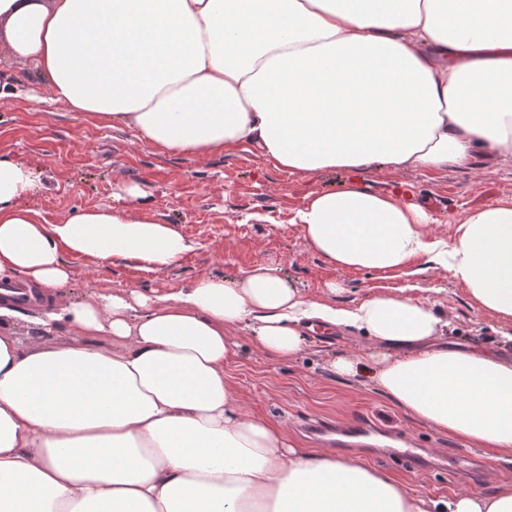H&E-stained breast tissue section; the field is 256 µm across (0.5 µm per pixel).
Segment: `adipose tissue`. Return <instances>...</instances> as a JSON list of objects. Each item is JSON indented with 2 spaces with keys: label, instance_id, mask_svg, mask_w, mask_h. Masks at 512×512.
I'll use <instances>...</instances> for the list:
<instances>
[{
  "label": "adipose tissue",
  "instance_id": "adipose-tissue-1",
  "mask_svg": "<svg viewBox=\"0 0 512 512\" xmlns=\"http://www.w3.org/2000/svg\"><path fill=\"white\" fill-rule=\"evenodd\" d=\"M0 44L35 61L53 100L173 154L245 145L304 173L512 156V0H0ZM38 189L0 156V279L52 295L73 277L65 255L155 272L192 248L134 202L46 223L27 203ZM428 221L354 186L296 216L338 268L430 256L512 343V201L466 213L451 243ZM14 314L0 307V512H512V485L433 498L358 459L297 451L224 375L232 331L283 360L314 325L354 326L377 348L335 359L337 373L512 453V356L441 346L421 299L379 292L338 309L256 266L166 295L92 294L68 304L71 335L51 346L21 347Z\"/></svg>",
  "mask_w": 512,
  "mask_h": 512
}]
</instances>
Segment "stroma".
<instances>
[{
    "instance_id": "35a3bbf8",
    "label": "stroma",
    "mask_w": 512,
    "mask_h": 512,
    "mask_svg": "<svg viewBox=\"0 0 512 512\" xmlns=\"http://www.w3.org/2000/svg\"><path fill=\"white\" fill-rule=\"evenodd\" d=\"M3 86L9 93L0 97V155L35 172L41 189L33 204L47 222L92 206L124 207L127 190L134 187L140 192L142 214L177 225L193 244L179 266L155 273L126 261L68 257L74 278L64 290L65 301L97 291L161 295L202 275L232 278L263 265L300 288L305 298L344 308L386 289H403L447 321L441 344H503L498 320L473 304L448 269L423 255L397 272L337 268L309 248L295 217L313 194L353 185L375 194L399 193L404 201L421 204L430 217L426 233L450 241L469 210L512 200L511 158L490 165L478 157L470 167L441 170L374 167L291 174L246 146L206 157L164 152L138 140L130 129L102 125L45 98L33 63L0 54ZM332 283L337 286L333 293L328 290ZM232 340L237 355L225 373L246 410L280 423L297 450L314 448L299 436L301 423L363 415L410 437L429 453L463 450L485 472L483 480L471 483L457 480L448 469L412 471L390 458L363 455L365 464L403 479L412 491L436 496L466 490L488 493L512 483V454L494 456L468 446L407 415L365 381L333 371L336 356L373 349L360 330L308 335L301 352L288 361L261 354L247 331L233 332Z\"/></svg>"
}]
</instances>
